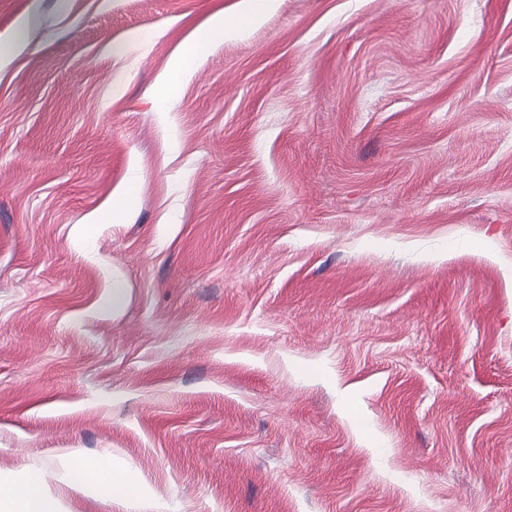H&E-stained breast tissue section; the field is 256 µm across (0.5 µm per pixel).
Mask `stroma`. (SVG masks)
I'll list each match as a JSON object with an SVG mask.
<instances>
[{"label":"stroma","instance_id":"obj_1","mask_svg":"<svg viewBox=\"0 0 512 512\" xmlns=\"http://www.w3.org/2000/svg\"><path fill=\"white\" fill-rule=\"evenodd\" d=\"M248 6L0 0V473L512 512V0ZM250 12L245 16L226 15L221 20L197 29L184 44L180 59L189 61L198 51L199 44L223 41L224 37L243 28V25L256 19L264 11L268 0H251ZM75 452H65L61 456L63 469L69 483L80 489H89L101 496L129 499L141 498V490L137 491L134 484L130 483L118 465L112 464V469L106 473H98V464L73 463Z\"/></svg>","mask_w":512,"mask_h":512}]
</instances>
